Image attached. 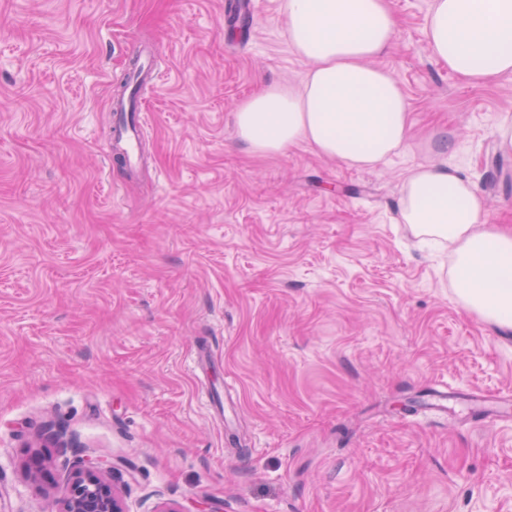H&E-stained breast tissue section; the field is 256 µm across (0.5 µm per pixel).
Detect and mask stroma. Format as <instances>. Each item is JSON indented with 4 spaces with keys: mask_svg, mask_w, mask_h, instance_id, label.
<instances>
[{
    "mask_svg": "<svg viewBox=\"0 0 512 512\" xmlns=\"http://www.w3.org/2000/svg\"><path fill=\"white\" fill-rule=\"evenodd\" d=\"M283 2L0 0V512H57L86 457L128 512H512V420L470 416L512 405V332L398 220L401 183L445 159L512 224V154L489 164L512 73L462 81L428 49L433 0H393L379 64L412 148L255 155L235 109L308 70ZM134 45L158 73L129 173L109 129ZM443 387L463 417L433 410Z\"/></svg>",
    "mask_w": 512,
    "mask_h": 512,
    "instance_id": "35a3bbf8",
    "label": "stroma"
}]
</instances>
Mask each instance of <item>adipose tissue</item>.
<instances>
[{
    "instance_id": "ef3b65f1",
    "label": "adipose tissue",
    "mask_w": 512,
    "mask_h": 512,
    "mask_svg": "<svg viewBox=\"0 0 512 512\" xmlns=\"http://www.w3.org/2000/svg\"><path fill=\"white\" fill-rule=\"evenodd\" d=\"M288 40L310 64L299 90L268 85L234 113L240 142L276 155L305 143L356 169H372L410 148L405 95L375 59L392 48L390 0H284ZM431 53L462 79L488 84L512 72V0H433ZM402 223L447 247L457 302L512 331V229L491 221L482 193L448 164L423 166L402 184Z\"/></svg>"
}]
</instances>
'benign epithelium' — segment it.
Masks as SVG:
<instances>
[{
    "instance_id": "7a95c632",
    "label": "benign epithelium",
    "mask_w": 512,
    "mask_h": 512,
    "mask_svg": "<svg viewBox=\"0 0 512 512\" xmlns=\"http://www.w3.org/2000/svg\"><path fill=\"white\" fill-rule=\"evenodd\" d=\"M59 512H127L122 496L112 479L106 475V465L88 458L76 468L60 501Z\"/></svg>"
}]
</instances>
